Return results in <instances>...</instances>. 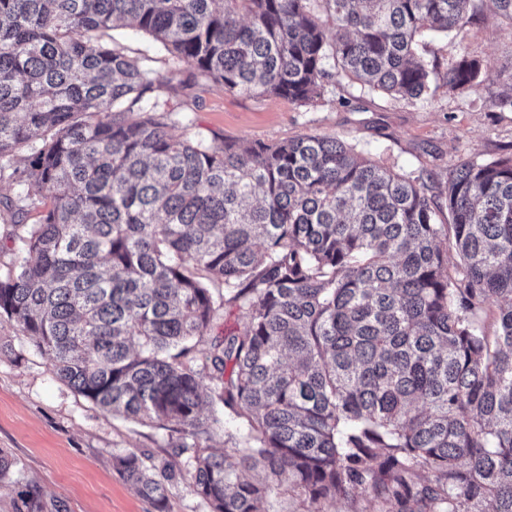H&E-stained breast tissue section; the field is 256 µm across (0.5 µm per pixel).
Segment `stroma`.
I'll use <instances>...</instances> for the list:
<instances>
[{"label":"stroma","instance_id":"1","mask_svg":"<svg viewBox=\"0 0 512 512\" xmlns=\"http://www.w3.org/2000/svg\"><path fill=\"white\" fill-rule=\"evenodd\" d=\"M113 35L128 53L150 56L151 80L171 79V89L159 95L176 111V136L192 130L266 143L308 132L338 136L388 166L437 182L460 155L512 152V112L495 111L483 99H453L441 88L414 106L374 93L343 107L339 97L352 91L344 82L329 87L317 105L301 107L275 96L226 93L135 28ZM467 39L491 67L489 91L512 90V23L484 13L468 24ZM20 190L15 180L0 179V272L19 257L17 219L5 201ZM170 442L168 430L105 413L59 382L32 339L0 317V448L21 460L41 488L43 512H155L116 473L112 457L135 448L160 462Z\"/></svg>","mask_w":512,"mask_h":512}]
</instances>
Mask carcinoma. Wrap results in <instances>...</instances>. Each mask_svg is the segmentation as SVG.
<instances>
[{
	"label": "carcinoma",
	"mask_w": 512,
	"mask_h": 512,
	"mask_svg": "<svg viewBox=\"0 0 512 512\" xmlns=\"http://www.w3.org/2000/svg\"><path fill=\"white\" fill-rule=\"evenodd\" d=\"M486 6L512 23V0H0V174L24 162L18 211L49 199L0 316L102 411L176 434L164 476L191 475L210 512H263L282 486L311 507L512 512V154L462 158L435 191L337 135L176 137L144 100L166 81L110 35L130 21L233 95L309 106L346 78L414 105L491 80L466 43ZM426 33L457 39L444 73ZM234 307L245 321L210 336ZM217 401L229 420L204 417ZM112 461L168 512L147 458ZM15 486L42 512L0 450ZM316 507L318 512H375L380 508L377 503L361 494L323 502Z\"/></svg>",
	"instance_id": "1"
}]
</instances>
